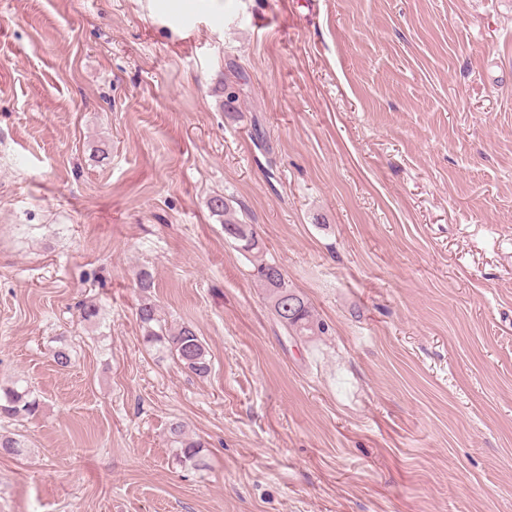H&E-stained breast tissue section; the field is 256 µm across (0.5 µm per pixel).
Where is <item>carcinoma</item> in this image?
<instances>
[{
  "instance_id": "carcinoma-1",
  "label": "carcinoma",
  "mask_w": 512,
  "mask_h": 512,
  "mask_svg": "<svg viewBox=\"0 0 512 512\" xmlns=\"http://www.w3.org/2000/svg\"><path fill=\"white\" fill-rule=\"evenodd\" d=\"M211 212L224 218V234L240 244L248 253L259 255L262 246L256 230L250 224L239 223L231 213L227 200L222 196L211 198ZM277 320L294 336H310L324 328L315 322L308 302L288 286L281 267L271 260L260 259L254 267ZM137 316L141 323L145 342L159 346L173 357L185 371L204 378L211 372L209 352L191 324L167 326L158 306L149 298L139 304ZM41 409V399L27 381L18 378L11 384L0 385V417L24 421L35 417ZM171 446L176 448L180 461L201 464L200 453L204 443L188 437L184 426L175 422L169 428ZM25 444L16 434L0 433V449L8 454L19 455Z\"/></svg>"
}]
</instances>
